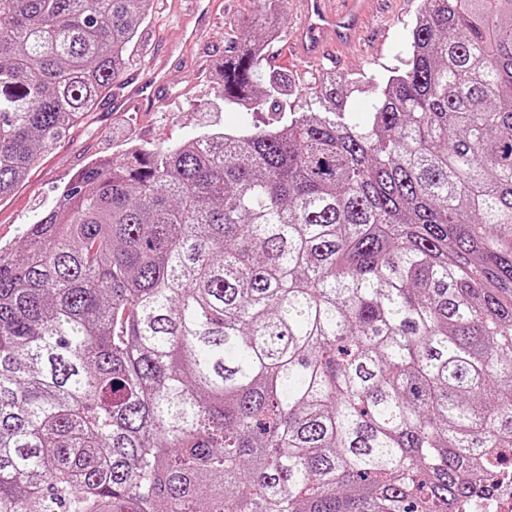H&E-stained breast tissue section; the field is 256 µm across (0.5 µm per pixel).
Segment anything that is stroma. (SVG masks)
Instances as JSON below:
<instances>
[{
  "label": "stroma",
  "instance_id": "stroma-1",
  "mask_svg": "<svg viewBox=\"0 0 512 512\" xmlns=\"http://www.w3.org/2000/svg\"><path fill=\"white\" fill-rule=\"evenodd\" d=\"M213 21L203 36L188 41L193 26L189 0H153L149 16L137 26L126 53L121 79L114 83L95 112L71 128L25 180L0 199V247L17 246L29 224L56 202L60 192L93 160L112 155L129 144L173 146L214 130H233L241 115L224 108L223 90L215 68L234 47L261 5L259 0H204ZM422 0H382L377 19L359 46L337 63L295 64L277 57L288 40L294 5L287 0L275 32L265 35V65L287 71L291 83L308 91L327 72L351 75L347 90L351 112L370 104L372 82L401 68L408 51L409 33ZM165 62L164 80L154 100L140 104L129 97V83L151 82L154 65Z\"/></svg>",
  "mask_w": 512,
  "mask_h": 512
}]
</instances>
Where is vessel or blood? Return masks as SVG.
<instances>
[{
	"mask_svg": "<svg viewBox=\"0 0 512 512\" xmlns=\"http://www.w3.org/2000/svg\"><path fill=\"white\" fill-rule=\"evenodd\" d=\"M380 0H296L298 18L285 56L301 63L330 60L354 46Z\"/></svg>",
	"mask_w": 512,
	"mask_h": 512,
	"instance_id": "1",
	"label": "vessel or blood"
}]
</instances>
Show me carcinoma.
Instances as JSON below:
<instances>
[{
  "instance_id": "1",
  "label": "carcinoma",
  "mask_w": 512,
  "mask_h": 512,
  "mask_svg": "<svg viewBox=\"0 0 512 512\" xmlns=\"http://www.w3.org/2000/svg\"><path fill=\"white\" fill-rule=\"evenodd\" d=\"M151 0H0V199ZM281 113L84 169L0 247V512H449L512 448V0H423L362 121Z\"/></svg>"
}]
</instances>
